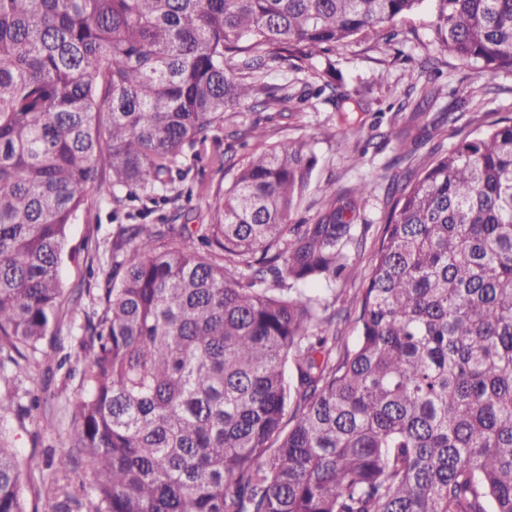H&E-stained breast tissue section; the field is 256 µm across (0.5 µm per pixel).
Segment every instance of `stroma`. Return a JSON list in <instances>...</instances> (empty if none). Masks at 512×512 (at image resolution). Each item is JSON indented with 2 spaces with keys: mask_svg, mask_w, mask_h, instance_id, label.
Listing matches in <instances>:
<instances>
[{
  "mask_svg": "<svg viewBox=\"0 0 512 512\" xmlns=\"http://www.w3.org/2000/svg\"><path fill=\"white\" fill-rule=\"evenodd\" d=\"M437 16L438 0H423L419 9L399 20L397 41L388 50L376 39L357 36L336 54L318 56L309 64L291 57L279 61L272 74L274 82L290 85L293 93L301 96V103L285 118L273 109L260 114L239 109L233 121L245 135L224 141L228 155L238 163L260 143L268 146L298 138L311 143L317 165L310 187L292 216L296 224L314 222L316 200L324 186L330 184L343 192L363 181L374 184V192L362 201L353 220L356 245L352 258L359 278L370 271L373 251L391 209L385 188L402 172L393 163L401 140L419 137L420 126H427V135L421 137L410 160L412 168L421 169L446 154L462 134L483 131L501 117L512 118V71L492 75L444 53L435 34ZM326 71L336 76L338 99H328L319 91L320 75ZM460 85L472 91L471 99L464 103L453 94ZM425 86L434 90L436 98L433 107L416 122L411 118L412 109ZM448 109L461 112L458 125L441 123L440 115ZM255 123L265 133L263 141L246 134ZM89 204L90 217L71 225L69 243L78 246L90 238L99 242L101 252L89 268L63 264L64 301L59 323L52 340L44 344L47 357L38 358L33 366L36 382L16 376L10 365L0 372L12 378L19 390L35 389L42 400L40 412L29 414L24 410L29 403L24 396L20 410L8 416L13 446L26 456L42 459L60 454L70 448L75 436L74 404L81 390V367L75 357L84 334L85 313L93 306L89 296L79 295L78 285L104 282L112 269L109 248L117 225L131 218L139 224H160L172 211L171 205L142 194L117 209L94 197ZM359 278L344 282L346 295H354L360 288ZM45 415L53 418L55 432L42 431L41 418ZM60 479L67 484V493L30 496L29 506L37 507L38 512H87L91 489L86 470L61 473Z\"/></svg>",
  "mask_w": 512,
  "mask_h": 512,
  "instance_id": "35a3bbf8",
  "label": "stroma"
}]
</instances>
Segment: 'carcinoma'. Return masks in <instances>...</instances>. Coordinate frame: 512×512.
Wrapping results in <instances>:
<instances>
[{
	"label": "carcinoma",
	"mask_w": 512,
	"mask_h": 512,
	"mask_svg": "<svg viewBox=\"0 0 512 512\" xmlns=\"http://www.w3.org/2000/svg\"><path fill=\"white\" fill-rule=\"evenodd\" d=\"M422 0H0V369L26 373L58 320L89 194L182 191L204 224H119L81 345L74 443L88 512H512V118L403 176L348 344L336 282L363 182L320 190L288 141L224 165L230 111L290 110L284 54L314 57ZM437 38L512 71V0H439ZM326 291L330 297L319 292ZM0 394V512H28ZM189 165L190 172L186 182L187 185H191L192 182L199 180H205L211 181L215 186L221 181L224 187V184H227L230 180V175L222 178V172H218L214 167H212L206 158H191Z\"/></svg>",
	"instance_id": "1"
}]
</instances>
